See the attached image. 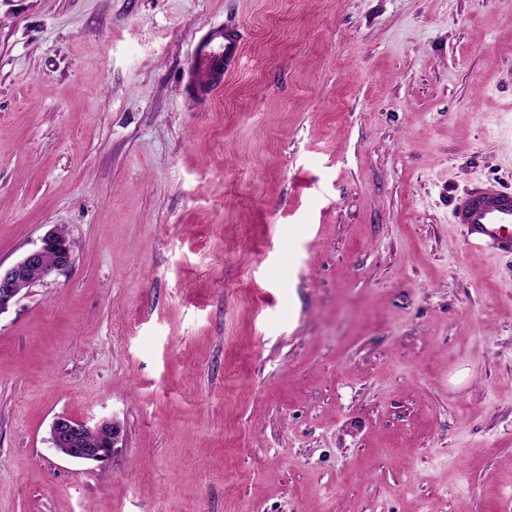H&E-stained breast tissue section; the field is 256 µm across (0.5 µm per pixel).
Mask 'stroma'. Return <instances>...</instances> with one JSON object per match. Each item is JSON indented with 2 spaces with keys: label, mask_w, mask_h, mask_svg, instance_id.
<instances>
[{
  "label": "stroma",
  "mask_w": 512,
  "mask_h": 512,
  "mask_svg": "<svg viewBox=\"0 0 512 512\" xmlns=\"http://www.w3.org/2000/svg\"><path fill=\"white\" fill-rule=\"evenodd\" d=\"M476 187L512 190V0H0V266L73 249L0 314V512H512ZM239 53L237 36L221 25L208 29L194 44L188 68V90L196 97L208 95L223 76L224 67ZM87 431H93L95 438H89ZM122 435L121 425L114 420L89 425L84 420L58 415L52 422L51 443L56 449L62 448V455L73 462L103 463L112 458Z\"/></svg>",
  "instance_id": "obj_1"
}]
</instances>
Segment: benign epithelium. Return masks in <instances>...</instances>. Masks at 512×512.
Instances as JSON below:
<instances>
[{
  "instance_id": "obj_1",
  "label": "benign epithelium",
  "mask_w": 512,
  "mask_h": 512,
  "mask_svg": "<svg viewBox=\"0 0 512 512\" xmlns=\"http://www.w3.org/2000/svg\"><path fill=\"white\" fill-rule=\"evenodd\" d=\"M52 252L57 261L44 265L47 253ZM72 262V245L69 239L58 236L55 230L47 231L40 246L27 252L10 267L0 269V314L17 301L19 285L27 279L34 268H43L40 279L62 271ZM123 429L113 420L90 425L84 420L67 415H58L52 422L51 443L63 449L62 455L77 463H103L112 458L115 448L122 440Z\"/></svg>"
}]
</instances>
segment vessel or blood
<instances>
[{"label":"vessel or blood","mask_w":512,"mask_h":512,"mask_svg":"<svg viewBox=\"0 0 512 512\" xmlns=\"http://www.w3.org/2000/svg\"><path fill=\"white\" fill-rule=\"evenodd\" d=\"M238 53L239 41L232 31L219 25L208 29L193 47L188 68L190 94L208 95ZM452 217L454 223L464 226L470 245L512 256V191L472 189L454 201Z\"/></svg>","instance_id":"vessel-or-blood-1"}]
</instances>
